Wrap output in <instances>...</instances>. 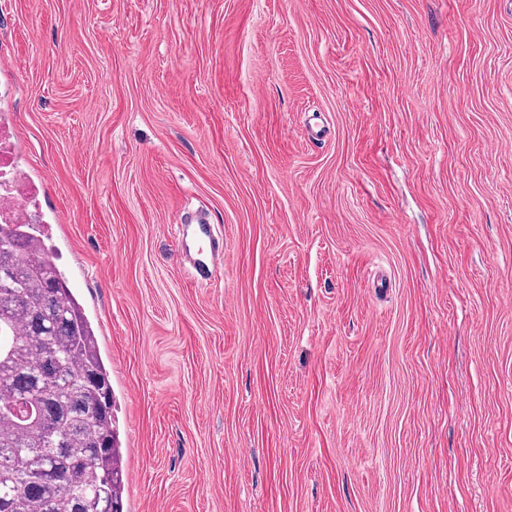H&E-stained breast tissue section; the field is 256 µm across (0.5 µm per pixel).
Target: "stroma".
Returning a JSON list of instances; mask_svg holds the SVG:
<instances>
[{
  "instance_id": "1",
  "label": "stroma",
  "mask_w": 512,
  "mask_h": 512,
  "mask_svg": "<svg viewBox=\"0 0 512 512\" xmlns=\"http://www.w3.org/2000/svg\"><path fill=\"white\" fill-rule=\"evenodd\" d=\"M0 57L124 512H512V0H0ZM177 228L180 255L190 262L197 280L211 279L215 261L224 252V241L216 238L211 224L204 220H187Z\"/></svg>"
}]
</instances>
